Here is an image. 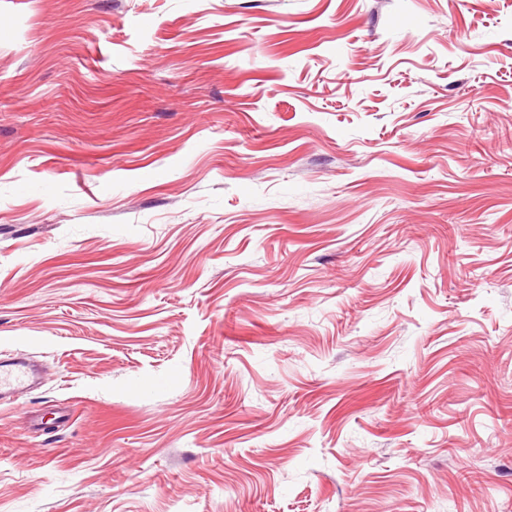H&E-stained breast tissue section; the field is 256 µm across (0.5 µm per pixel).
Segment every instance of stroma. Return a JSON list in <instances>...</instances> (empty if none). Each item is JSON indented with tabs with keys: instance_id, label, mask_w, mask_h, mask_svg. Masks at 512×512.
Wrapping results in <instances>:
<instances>
[{
	"instance_id": "35a3bbf8",
	"label": "stroma",
	"mask_w": 512,
	"mask_h": 512,
	"mask_svg": "<svg viewBox=\"0 0 512 512\" xmlns=\"http://www.w3.org/2000/svg\"><path fill=\"white\" fill-rule=\"evenodd\" d=\"M0 512H512V0H0ZM35 373L25 362L12 364L0 363V396L8 391H16L28 387L34 379Z\"/></svg>"
}]
</instances>
